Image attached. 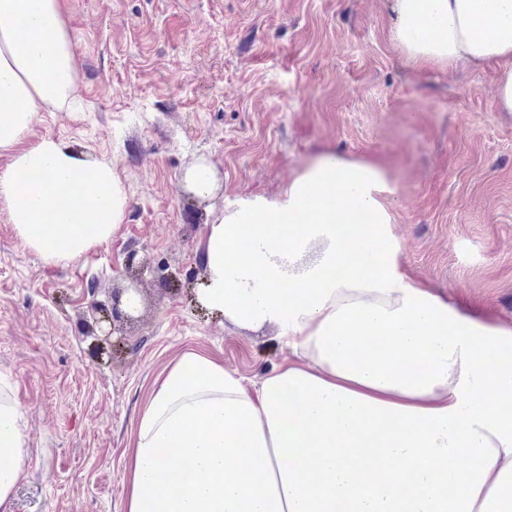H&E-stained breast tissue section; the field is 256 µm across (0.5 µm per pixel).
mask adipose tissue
<instances>
[{
	"label": "adipose tissue",
	"instance_id": "1",
	"mask_svg": "<svg viewBox=\"0 0 512 512\" xmlns=\"http://www.w3.org/2000/svg\"><path fill=\"white\" fill-rule=\"evenodd\" d=\"M418 69L498 67L512 113V0H389ZM66 0H0V206L48 262L107 241L127 195L111 166L26 137L78 103ZM397 187L321 150L275 198L225 208L202 239L199 299L273 327L287 360L248 385L183 352L155 381L124 454L125 512H512V326L448 302L399 264ZM0 380V512L28 455Z\"/></svg>",
	"mask_w": 512,
	"mask_h": 512
}]
</instances>
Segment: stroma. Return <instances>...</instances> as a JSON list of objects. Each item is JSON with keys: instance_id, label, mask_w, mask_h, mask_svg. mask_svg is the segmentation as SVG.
Segmentation results:
<instances>
[{"instance_id": "35a3bbf8", "label": "stroma", "mask_w": 512, "mask_h": 512, "mask_svg": "<svg viewBox=\"0 0 512 512\" xmlns=\"http://www.w3.org/2000/svg\"><path fill=\"white\" fill-rule=\"evenodd\" d=\"M75 112L50 137L109 163L128 205L112 237L45 263L0 208V377L31 455L13 512H124V450L154 382L186 350L257 382L288 356L272 329L202 310L200 241L236 199L276 197L320 148L386 162L401 262L454 302L512 325V114L492 68L417 70L390 39L386 0H68ZM209 165L213 195L186 170ZM145 277L126 343L100 353L90 300Z\"/></svg>"}]
</instances>
